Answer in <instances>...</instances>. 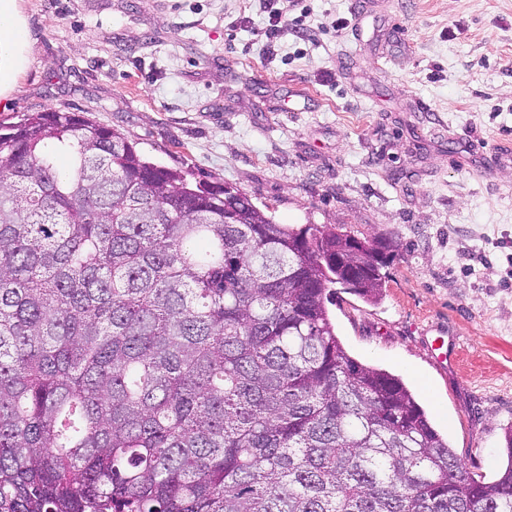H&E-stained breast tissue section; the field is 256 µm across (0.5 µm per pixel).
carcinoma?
<instances>
[{"label": "carcinoma", "instance_id": "1", "mask_svg": "<svg viewBox=\"0 0 512 512\" xmlns=\"http://www.w3.org/2000/svg\"><path fill=\"white\" fill-rule=\"evenodd\" d=\"M390 245L278 224L77 112L0 125V512H512L327 306Z\"/></svg>", "mask_w": 512, "mask_h": 512}]
</instances>
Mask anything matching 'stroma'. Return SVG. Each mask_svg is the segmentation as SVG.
Instances as JSON below:
<instances>
[{
  "label": "stroma",
  "mask_w": 512,
  "mask_h": 512,
  "mask_svg": "<svg viewBox=\"0 0 512 512\" xmlns=\"http://www.w3.org/2000/svg\"><path fill=\"white\" fill-rule=\"evenodd\" d=\"M1 7L25 39L0 30V123L81 112L278 223L389 242L382 297L338 292L336 333L404 380L470 470L498 474L512 426V0ZM298 16L311 41L293 36ZM440 336L457 340L443 366Z\"/></svg>",
  "instance_id": "1"
}]
</instances>
